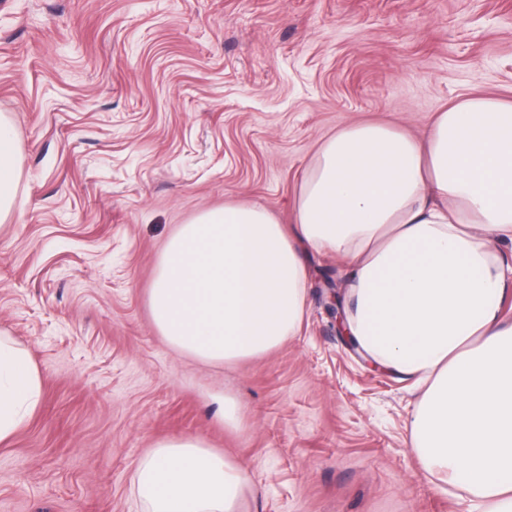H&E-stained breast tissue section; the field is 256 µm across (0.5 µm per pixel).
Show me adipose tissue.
<instances>
[{"label":"adipose tissue","mask_w":512,"mask_h":512,"mask_svg":"<svg viewBox=\"0 0 512 512\" xmlns=\"http://www.w3.org/2000/svg\"><path fill=\"white\" fill-rule=\"evenodd\" d=\"M13 122L0 114V223L19 177ZM512 100L470 95L423 138L350 124L318 148L293 224L258 204L181 225L148 304L174 348L211 364L256 358L301 327L311 253L349 270L345 320L360 350L426 382L413 421L423 470L466 491L472 512H512ZM43 378L0 338V444L36 411ZM133 483L146 512H241L251 476L199 436L160 440Z\"/></svg>","instance_id":"adipose-tissue-1"}]
</instances>
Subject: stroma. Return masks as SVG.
I'll return each mask as SVG.
<instances>
[{
  "mask_svg": "<svg viewBox=\"0 0 512 512\" xmlns=\"http://www.w3.org/2000/svg\"><path fill=\"white\" fill-rule=\"evenodd\" d=\"M474 92L512 98V0H0V114L20 146L0 332L44 377L0 444V512H145L133 470L181 436L249 471L248 512H470L412 448L422 389L338 334L336 255L308 260L297 334L231 365L170 347L148 291L204 211L260 204L292 224L336 129L419 137Z\"/></svg>",
  "mask_w": 512,
  "mask_h": 512,
  "instance_id": "obj_1",
  "label": "stroma"
}]
</instances>
